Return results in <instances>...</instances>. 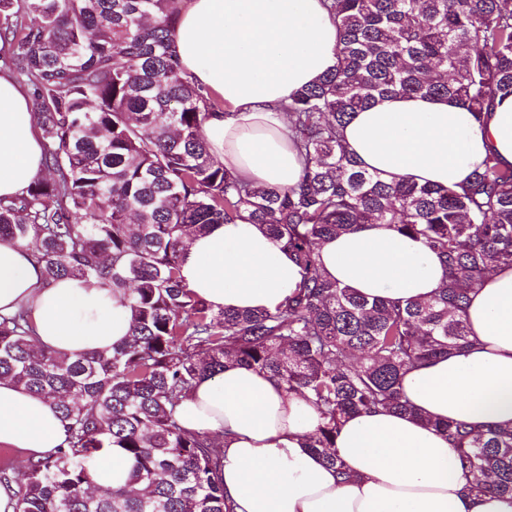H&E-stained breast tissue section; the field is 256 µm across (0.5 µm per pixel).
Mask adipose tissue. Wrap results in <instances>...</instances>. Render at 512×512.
I'll return each instance as SVG.
<instances>
[{"label": "adipose tissue", "instance_id": "1", "mask_svg": "<svg viewBox=\"0 0 512 512\" xmlns=\"http://www.w3.org/2000/svg\"><path fill=\"white\" fill-rule=\"evenodd\" d=\"M340 35L322 0H183L173 38L183 75L224 102L205 126L213 154L252 185L294 184L302 159L282 105L334 68ZM351 152L385 179L458 188L488 153L512 166V97L475 119L446 98L377 99L346 126ZM44 171L28 89L0 70V200L22 196ZM325 273L368 297L423 300L442 286L426 246L378 226L325 241ZM181 279L213 309H272L293 290L294 261L258 224H215L185 241ZM27 310L39 347L73 356L121 344L128 306L81 278L46 283L31 250L0 239V314ZM471 348L410 369L403 413L343 420L339 474L308 446L319 415L302 393L244 366L201 378L177 408L181 425L216 437L218 475L234 512H512V495L474 494L459 450L435 423L512 428V266L496 267L466 310ZM66 439L50 402L0 379V446L51 456ZM132 462L113 447L94 466L97 487L128 484Z\"/></svg>", "mask_w": 512, "mask_h": 512}]
</instances>
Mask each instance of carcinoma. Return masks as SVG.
Wrapping results in <instances>:
<instances>
[{
    "instance_id": "1",
    "label": "carcinoma",
    "mask_w": 512,
    "mask_h": 512,
    "mask_svg": "<svg viewBox=\"0 0 512 512\" xmlns=\"http://www.w3.org/2000/svg\"><path fill=\"white\" fill-rule=\"evenodd\" d=\"M506 2L326 0L337 65L284 107L302 173L261 188L211 152L213 102L173 46L178 0H0V52L33 86L53 172L0 201V239L32 249L47 282L94 280L132 313L122 346L76 358L35 347L27 312L0 316V378L51 400L67 430L54 456L22 472L0 465L15 512H232L222 448L177 417L196 382L228 364L302 392L321 418L309 448L340 474L343 419L408 410L403 375L469 345L470 294L512 265V167L490 152L459 189L385 180L342 132L378 96H450L478 119L512 96ZM224 222L261 224L293 256L300 280L275 309L216 311L183 285L185 235ZM363 224L421 240L445 284L400 302L330 279L321 244ZM436 428L475 475L471 492L512 493L511 429ZM114 445L133 462L129 486L96 489L93 464Z\"/></svg>"
}]
</instances>
